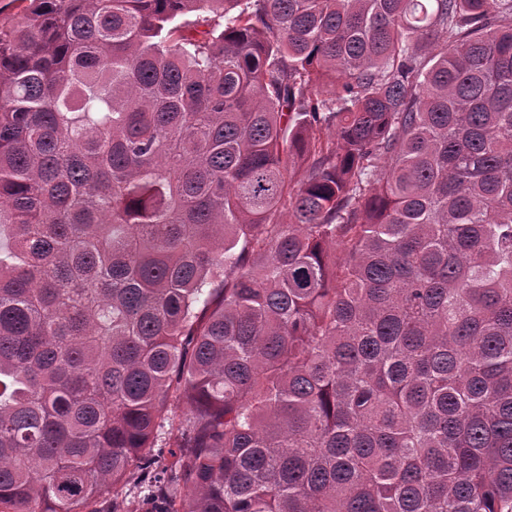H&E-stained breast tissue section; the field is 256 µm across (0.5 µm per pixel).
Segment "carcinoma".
<instances>
[{"mask_svg": "<svg viewBox=\"0 0 512 512\" xmlns=\"http://www.w3.org/2000/svg\"><path fill=\"white\" fill-rule=\"evenodd\" d=\"M0 224V512H512V0H31Z\"/></svg>", "mask_w": 512, "mask_h": 512, "instance_id": "cac0c4a2", "label": "carcinoma"}]
</instances>
